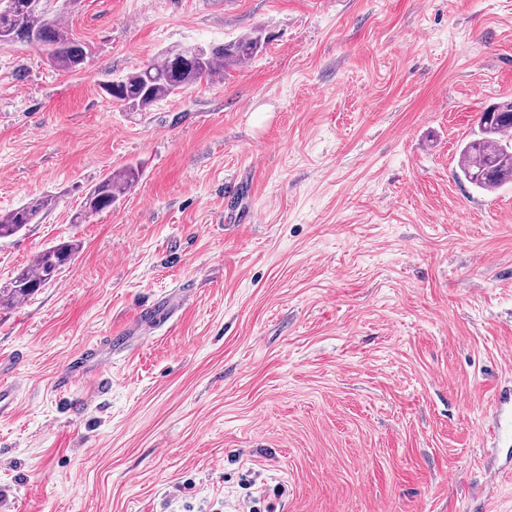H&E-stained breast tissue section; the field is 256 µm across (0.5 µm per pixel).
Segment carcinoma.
I'll return each mask as SVG.
<instances>
[{"mask_svg":"<svg viewBox=\"0 0 512 512\" xmlns=\"http://www.w3.org/2000/svg\"><path fill=\"white\" fill-rule=\"evenodd\" d=\"M25 12L0 16V43H26L43 47L47 60L64 72L82 68L86 44L64 24V14L79 0H25ZM260 31H252L227 44L212 47L175 46L159 60L111 81L107 95L128 112H144L158 102L211 82L217 70L236 68L256 57L265 44ZM456 176L479 191L494 192L512 183V99L494 102L480 113L477 130L459 146ZM139 169L127 166L103 177L83 197L73 223L112 208L134 185ZM53 206V198L38 197L0 216V239L12 237L35 224ZM74 244L60 243L41 250L33 264L21 268L0 289V306H13L53 281L71 261Z\"/></svg>","mask_w":512,"mask_h":512,"instance_id":"obj_1","label":"carcinoma"}]
</instances>
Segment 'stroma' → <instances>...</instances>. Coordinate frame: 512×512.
<instances>
[{"label": "stroma", "instance_id": "35a3bbf8", "mask_svg": "<svg viewBox=\"0 0 512 512\" xmlns=\"http://www.w3.org/2000/svg\"><path fill=\"white\" fill-rule=\"evenodd\" d=\"M83 68L0 44V308L22 391L0 418L17 512H512L484 432L512 385V184L456 176L512 97V0H81ZM270 40L144 112L102 83L177 45ZM137 166L120 203L85 192ZM189 291L165 324L156 297ZM132 349L59 387L105 336ZM138 177L139 169L134 166L103 177L86 191L81 208L73 216V223L83 224L93 215L111 209L131 189ZM53 198L42 196L0 216V239L15 236L27 224H36L53 206ZM74 244L60 243L41 250L32 265L21 268L11 282L0 289V306H13L53 281L73 257Z\"/></svg>", "mask_w": 512, "mask_h": 512}]
</instances>
